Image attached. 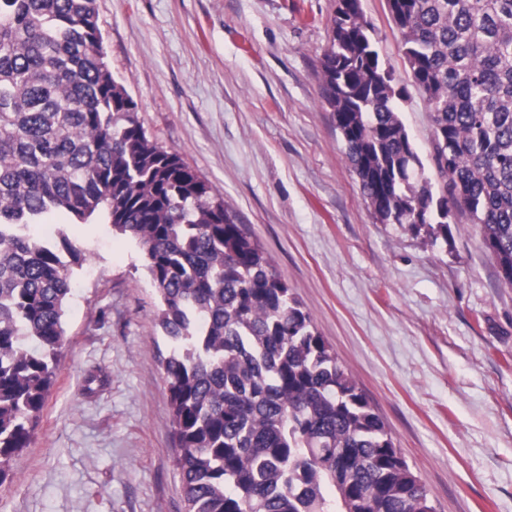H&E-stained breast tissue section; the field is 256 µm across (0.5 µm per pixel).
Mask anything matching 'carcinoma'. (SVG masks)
<instances>
[{"instance_id":"1","label":"carcinoma","mask_w":512,"mask_h":512,"mask_svg":"<svg viewBox=\"0 0 512 512\" xmlns=\"http://www.w3.org/2000/svg\"><path fill=\"white\" fill-rule=\"evenodd\" d=\"M96 0H0V484L64 344L66 238L105 210L141 245L186 512H433L311 315L223 197L151 140L104 61ZM434 128L428 175L360 0H336L322 96L383 224L448 240L465 213L512 287V0H386ZM69 260H64L62 252Z\"/></svg>"}]
</instances>
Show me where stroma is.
Instances as JSON below:
<instances>
[{"label": "stroma", "instance_id": "obj_1", "mask_svg": "<svg viewBox=\"0 0 512 512\" xmlns=\"http://www.w3.org/2000/svg\"><path fill=\"white\" fill-rule=\"evenodd\" d=\"M105 61L147 135L224 198L382 417L435 512H512V288L457 214L428 245L380 223L321 96L336 0H96ZM405 93L423 161L427 106L386 0H361ZM66 331L34 439L0 512H185L158 298L105 213L66 226Z\"/></svg>", "mask_w": 512, "mask_h": 512}]
</instances>
